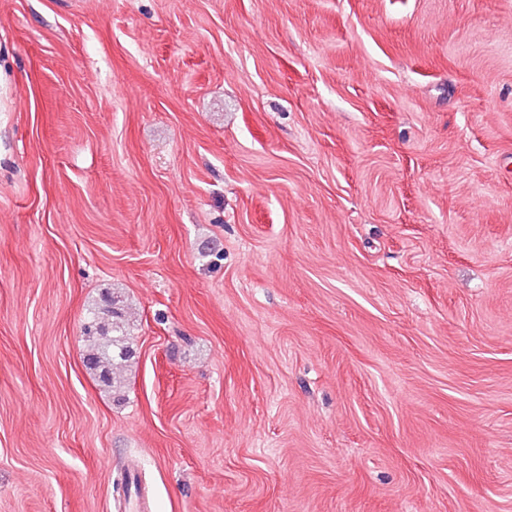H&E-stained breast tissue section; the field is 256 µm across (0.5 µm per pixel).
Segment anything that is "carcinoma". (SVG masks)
Returning a JSON list of instances; mask_svg holds the SVG:
<instances>
[{
  "instance_id": "carcinoma-1",
  "label": "carcinoma",
  "mask_w": 512,
  "mask_h": 512,
  "mask_svg": "<svg viewBox=\"0 0 512 512\" xmlns=\"http://www.w3.org/2000/svg\"><path fill=\"white\" fill-rule=\"evenodd\" d=\"M121 303L115 295L104 296L102 304L90 311L82 323V333L89 342L84 362L104 385L112 388L121 383L117 370L133 356L130 334L114 323L121 316Z\"/></svg>"
}]
</instances>
